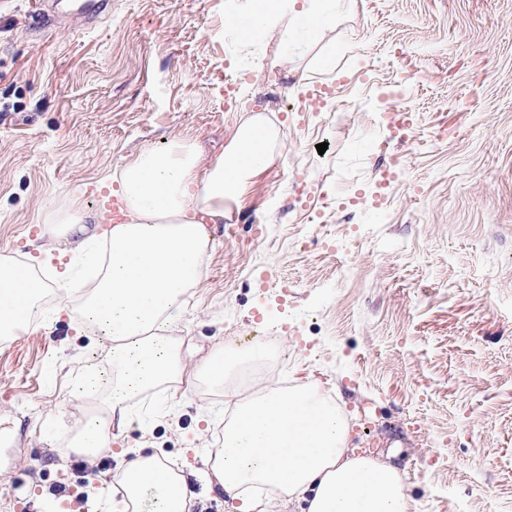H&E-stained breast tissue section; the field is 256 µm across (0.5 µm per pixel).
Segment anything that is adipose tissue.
Segmentation results:
<instances>
[{
    "mask_svg": "<svg viewBox=\"0 0 512 512\" xmlns=\"http://www.w3.org/2000/svg\"><path fill=\"white\" fill-rule=\"evenodd\" d=\"M340 4L246 0L242 15L251 24L236 33L245 41L277 38L287 59L302 40L335 21ZM280 140L279 126L252 115L206 162L186 138L161 149L142 148L109 178L127 208L125 223L109 229L104 212L85 208L77 198L53 207L40 235L60 243V255H83L100 241L109 248L102 274L89 289H74L68 268L47 289L34 263L0 255L1 341L21 328L44 327L42 301L49 292L58 311L79 303L83 327L100 340L97 362L85 366L70 394L93 411L80 419L76 443L61 449V456L100 455L111 447L114 432L132 424L130 399L189 373L181 345L168 330L189 288L200 281L211 248L208 227L230 217L251 180L274 162ZM271 357L268 345L257 342L218 351L190 374L228 389L236 368ZM349 427L345 411L318 388H267L235 402L224 425V446L208 465L237 512H273L282 499L301 503V512H413L395 466L350 454ZM120 486L124 498L113 503V512L147 500L150 512H191L194 504L182 476L155 455L127 460Z\"/></svg>",
    "mask_w": 512,
    "mask_h": 512,
    "instance_id": "ef3b65f1",
    "label": "adipose tissue"
}]
</instances>
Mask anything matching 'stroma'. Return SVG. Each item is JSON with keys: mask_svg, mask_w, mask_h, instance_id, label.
Returning a JSON list of instances; mask_svg holds the SVG:
<instances>
[{"mask_svg": "<svg viewBox=\"0 0 512 512\" xmlns=\"http://www.w3.org/2000/svg\"><path fill=\"white\" fill-rule=\"evenodd\" d=\"M39 2L0 0V251L26 260L54 201L97 208L141 148L187 136L209 159L265 115L280 156L214 225L170 327L188 367L266 337L279 356L263 376L328 392L353 446L402 470L417 512H512V0H343L289 62L274 38L238 43L244 0H112L91 24L60 0L65 23L33 30ZM322 85L333 94L309 99ZM56 305L44 329L0 343L16 433L0 447V512H37L49 486L77 480L58 450L100 344L77 333V306ZM132 405L141 422L119 445L231 512L206 465L223 390L197 380Z\"/></svg>", "mask_w": 512, "mask_h": 512, "instance_id": "35a3bbf8", "label": "stroma"}]
</instances>
